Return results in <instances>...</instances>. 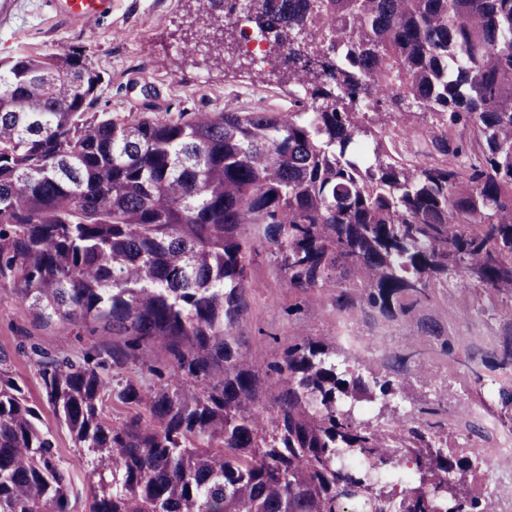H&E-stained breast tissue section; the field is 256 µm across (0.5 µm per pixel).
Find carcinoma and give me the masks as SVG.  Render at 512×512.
Segmentation results:
<instances>
[{"instance_id": "1", "label": "carcinoma", "mask_w": 512, "mask_h": 512, "mask_svg": "<svg viewBox=\"0 0 512 512\" xmlns=\"http://www.w3.org/2000/svg\"><path fill=\"white\" fill-rule=\"evenodd\" d=\"M198 16L209 38L215 11ZM293 87L286 112L98 110L88 53L0 60V279L35 323L112 337L80 358L30 347L48 406L90 455L88 512H492L479 465L425 403L384 426L412 351L336 367L298 337L262 363L233 330L257 246L297 301L385 322L460 279L506 304L488 368H512V0H244ZM140 365L145 393L116 378ZM135 411L113 422L109 405ZM493 409L512 424V381ZM347 454L371 466L350 470ZM409 468L403 484L383 475ZM53 431L0 348V512H79Z\"/></svg>"}]
</instances>
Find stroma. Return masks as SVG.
<instances>
[{"instance_id": "obj_1", "label": "stroma", "mask_w": 512, "mask_h": 512, "mask_svg": "<svg viewBox=\"0 0 512 512\" xmlns=\"http://www.w3.org/2000/svg\"><path fill=\"white\" fill-rule=\"evenodd\" d=\"M198 7L199 0H112L107 18L84 26L60 12L52 0H0V58L24 49L41 53L83 47L104 77L100 109L126 118L138 115L145 85L156 94L161 112L173 115L225 108L287 111L292 96L287 86L277 83L273 66L258 63L250 71L227 70L204 45L194 58L181 55L185 30ZM252 277L255 287L248 310L235 330L243 351L263 360L280 353L294 337L319 336L337 342L341 319L330 291L292 314L288 307L295 297L281 277L275 255L261 253L253 263ZM432 313L463 352L490 345L500 331L497 313L472 310L469 285L460 280H449ZM353 323L361 336L382 337L383 354L424 339L411 320L389 324L357 316ZM102 338V333H78L62 322L41 329L24 309L0 304V347L12 353L13 369L27 381L31 403L41 404L42 394L27 345L79 354ZM432 400L447 404L450 421H471L473 383L456 376L446 358L437 354L427 357L422 368H411L397 395L376 407L370 420L379 425L401 422Z\"/></svg>"}]
</instances>
